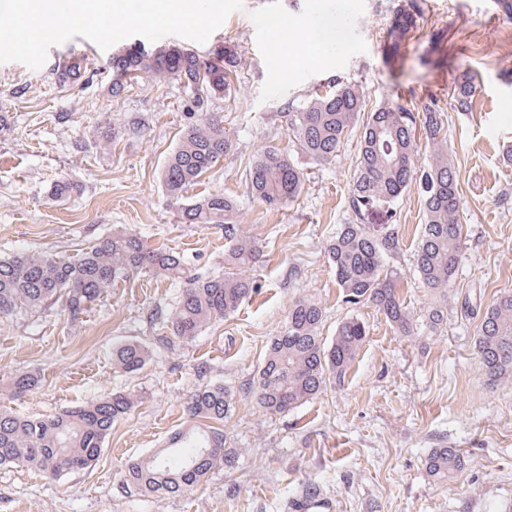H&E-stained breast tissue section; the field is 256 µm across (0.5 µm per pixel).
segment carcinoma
<instances>
[{
  "instance_id": "obj_1",
  "label": "carcinoma",
  "mask_w": 512,
  "mask_h": 512,
  "mask_svg": "<svg viewBox=\"0 0 512 512\" xmlns=\"http://www.w3.org/2000/svg\"><path fill=\"white\" fill-rule=\"evenodd\" d=\"M112 96L128 83L150 75L181 85L188 94V112L181 137L161 174L167 195L179 205L183 224H212L224 229V272L204 275L192 270L176 252L149 247L141 236L120 224L88 250L74 257H57L28 250L0 258V318L23 308L61 302L78 322L107 288L120 278L146 272L183 285L181 299L169 311L150 313L148 338L124 341L112 351L113 366L134 373L154 355V343L173 350L195 340L217 321L233 316L256 291L248 274L259 255V242L238 219L237 199L222 192L188 198L184 193L215 168L233 148L224 116L210 110L213 100L231 89L236 55L216 51L204 58L197 51L169 45L146 48L132 44L112 55ZM83 59L70 58L55 72L59 84L82 76ZM474 84L464 78L452 89L450 106L473 111ZM364 91L357 84L336 82L328 89L307 92L281 112L288 134L283 146L270 141L256 152L248 174L253 198L269 209L294 201L308 178L291 153L319 166L336 157L348 134L360 127L356 165L351 179L350 205L356 216L343 224L327 245V255L344 302L372 304L395 333L413 337L422 329H438L447 315L448 288L462 260L463 224L457 207L458 179L443 136V111L434 100L412 106L383 102L365 109ZM425 141L429 159L420 164L418 142ZM417 186L424 224L416 249V271L433 296L422 315L407 309L397 291V272L388 264L398 239L388 226L379 232L364 223L369 212L396 216L404 194ZM323 308L305 298L293 301L281 329L269 338L265 355L249 392L267 415L289 412L342 382L368 336L357 317L342 320L331 342L322 336ZM475 348L488 381L512 379V291H503L483 310ZM40 384L32 371H17L1 391L23 395ZM134 393H115L84 406L67 408L47 418H29L0 410V466L33 468L56 479L87 469L99 458L112 425L137 405ZM235 407V391L206 384L184 403L189 426L172 435L166 445L128 461L124 482L160 500L193 490L214 470L232 465L236 450L227 447L224 420ZM427 474L435 479L465 469L456 448H433L425 456ZM324 512L329 503L320 483L304 482L297 493Z\"/></svg>"
}]
</instances>
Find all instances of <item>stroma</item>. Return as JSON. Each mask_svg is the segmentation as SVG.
Returning <instances> with one entry per match:
<instances>
[{"label": "stroma", "mask_w": 512, "mask_h": 512, "mask_svg": "<svg viewBox=\"0 0 512 512\" xmlns=\"http://www.w3.org/2000/svg\"><path fill=\"white\" fill-rule=\"evenodd\" d=\"M278 25L287 26V39L276 37ZM230 47L240 59L237 77L213 109L234 146L189 193L238 199L261 244L251 269L258 289L189 344L156 347L133 374L113 367L112 348L144 336L149 310L173 308L178 284L149 274L117 280L76 325L57 305L0 319V379L18 370L41 377L24 396L0 394V406L39 418L109 393L140 396L90 468L51 480L0 466V512H284L310 479L323 485L330 512H512V380L487 382L474 345L478 321L462 311L463 303L485 305L512 290V163L504 158L512 146V12L496 0H243L196 50L205 56ZM74 56L86 59L84 79L59 85L55 68ZM108 57L77 36L52 47L40 69L0 64V112L9 115L0 130V257L22 249L72 257L126 224L196 271L221 272L223 230L180 223L161 183L183 128L182 88L141 78L114 98ZM466 75L476 87L474 109L450 111L448 95ZM337 79L360 85L371 108L431 98L446 109L465 244L438 331L408 340L373 305L342 300L325 246L353 218L358 132L331 162L310 167L286 207L266 209L249 194L256 151L269 137L288 140L283 105ZM65 180L75 185L71 196L53 197ZM423 222L419 195L410 191L397 209L391 263L401 299L417 314L432 302L414 267ZM301 297L324 309V336L354 316L367 324L368 339L341 386L270 416L246 386ZM207 383L236 393L224 423L235 463L163 501L128 488L127 461L181 429L184 401ZM443 447L461 449L468 465L437 483L424 457Z\"/></svg>", "instance_id": "stroma-1"}]
</instances>
